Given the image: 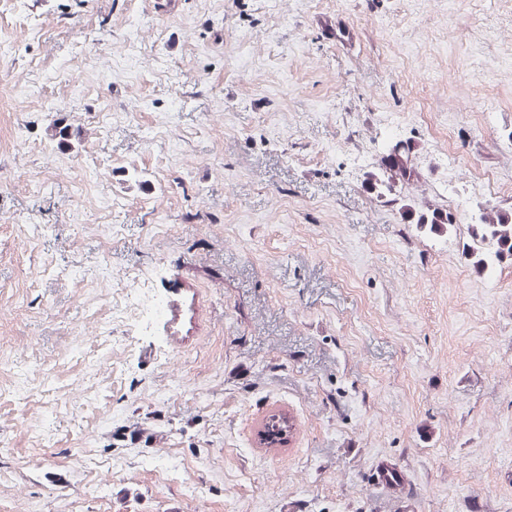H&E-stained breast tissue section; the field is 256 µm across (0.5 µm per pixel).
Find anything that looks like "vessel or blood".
Here are the masks:
<instances>
[{"label":"vessel or blood","mask_w":512,"mask_h":512,"mask_svg":"<svg viewBox=\"0 0 512 512\" xmlns=\"http://www.w3.org/2000/svg\"><path fill=\"white\" fill-rule=\"evenodd\" d=\"M164 324L170 347L181 351L195 345L204 329L203 301L199 288L189 278H181L164 309ZM378 489L392 495L400 512H412V496L406 477L386 461L374 470Z\"/></svg>","instance_id":"b4317fda"}]
</instances>
